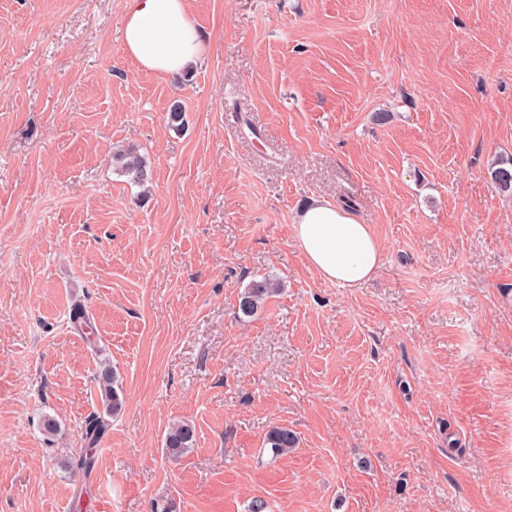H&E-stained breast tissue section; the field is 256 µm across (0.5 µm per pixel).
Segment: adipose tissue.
I'll use <instances>...</instances> for the list:
<instances>
[{
	"mask_svg": "<svg viewBox=\"0 0 512 512\" xmlns=\"http://www.w3.org/2000/svg\"><path fill=\"white\" fill-rule=\"evenodd\" d=\"M121 46L139 69L158 75L196 66L203 41L190 0H126ZM293 232L309 266L338 286L360 285L381 265L383 246L372 225L331 199H313L296 216Z\"/></svg>",
	"mask_w": 512,
	"mask_h": 512,
	"instance_id": "1",
	"label": "adipose tissue"
}]
</instances>
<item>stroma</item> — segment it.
Masks as SVG:
<instances>
[{"instance_id":"stroma-1","label":"stroma","mask_w":512,"mask_h":512,"mask_svg":"<svg viewBox=\"0 0 512 512\" xmlns=\"http://www.w3.org/2000/svg\"><path fill=\"white\" fill-rule=\"evenodd\" d=\"M192 10L180 79L123 54L125 0H0V512H512V0ZM315 196L373 225L370 282L307 263ZM119 164L122 173L132 176L135 183H142L147 179V161L134 149L121 150L113 156ZM279 289V283L270 276L251 281L239 296L238 311L245 316L255 315L264 307L267 299L276 294ZM117 379L111 368H105L98 376V382L103 387L105 396V414L115 415L122 408V399L117 391ZM195 437L194 426L183 422L175 424L168 431L165 438V450L169 456L178 457L187 449L192 448ZM298 442L296 433L285 426H276L270 429L264 438L265 448H270L273 457L287 455Z\"/></svg>"}]
</instances>
